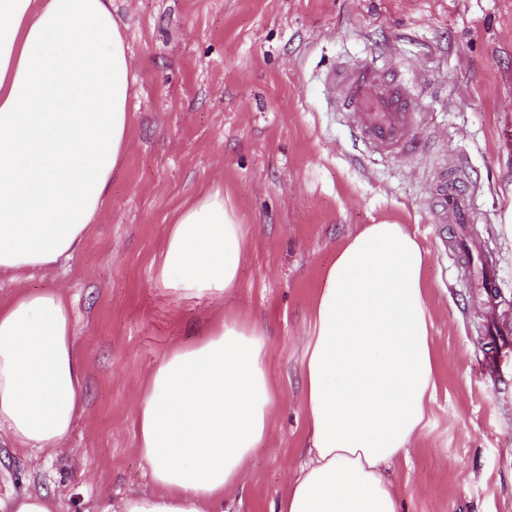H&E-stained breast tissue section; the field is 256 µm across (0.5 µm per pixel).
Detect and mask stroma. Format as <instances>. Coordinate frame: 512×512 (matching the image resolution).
Here are the masks:
<instances>
[{
	"instance_id": "35a3bbf8",
	"label": "stroma",
	"mask_w": 512,
	"mask_h": 512,
	"mask_svg": "<svg viewBox=\"0 0 512 512\" xmlns=\"http://www.w3.org/2000/svg\"><path fill=\"white\" fill-rule=\"evenodd\" d=\"M112 13L135 77L128 150L67 270L31 282L74 304L85 405L39 463L0 445V503L27 487L59 512H107L147 488V377L200 341L216 307L165 288L157 261L181 208L218 189L245 231L224 314L265 334L276 391L239 512H274L302 475L311 308L337 247L368 224L406 225L426 250L439 355L423 433L388 472L401 512H512V375L478 372L486 324L512 329V0H112ZM375 56L413 79L429 153L371 154L325 96L326 69ZM445 159L466 163L493 309L466 281L458 226L431 221L428 180Z\"/></svg>"
}]
</instances>
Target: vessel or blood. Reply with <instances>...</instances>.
I'll return each mask as SVG.
<instances>
[{"instance_id":"obj_1","label":"vessel or blood","mask_w":512,"mask_h":512,"mask_svg":"<svg viewBox=\"0 0 512 512\" xmlns=\"http://www.w3.org/2000/svg\"><path fill=\"white\" fill-rule=\"evenodd\" d=\"M324 91L346 125L380 155H411L423 145L425 114L408 82L391 69L358 60L324 75ZM458 170L440 165L432 180V210L439 224H475L479 217L469 196L459 190ZM512 363V338L480 361L482 372L497 378Z\"/></svg>"}]
</instances>
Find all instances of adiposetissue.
<instances>
[{"label": "adipose tissue", "instance_id": "obj_1", "mask_svg": "<svg viewBox=\"0 0 512 512\" xmlns=\"http://www.w3.org/2000/svg\"><path fill=\"white\" fill-rule=\"evenodd\" d=\"M133 78L112 0H0V277L46 272L81 247L127 147ZM244 231L222 192L185 207L158 261L172 291L234 288ZM426 254L404 225L370 224L337 249L303 361L307 461L278 512H401L385 475L420 435L436 352ZM264 334L213 319L147 381L138 452L152 491L112 512H224L268 435ZM73 310L58 292L0 302V431L56 450L83 409Z\"/></svg>", "mask_w": 512, "mask_h": 512}]
</instances>
